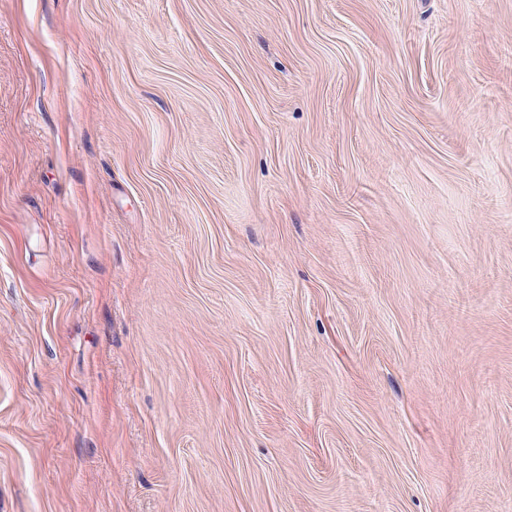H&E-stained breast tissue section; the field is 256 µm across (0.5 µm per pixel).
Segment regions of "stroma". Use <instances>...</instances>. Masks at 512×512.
I'll list each match as a JSON object with an SVG mask.
<instances>
[{"mask_svg": "<svg viewBox=\"0 0 512 512\" xmlns=\"http://www.w3.org/2000/svg\"><path fill=\"white\" fill-rule=\"evenodd\" d=\"M0 512H512V0H0Z\"/></svg>", "mask_w": 512, "mask_h": 512, "instance_id": "obj_1", "label": "stroma"}]
</instances>
